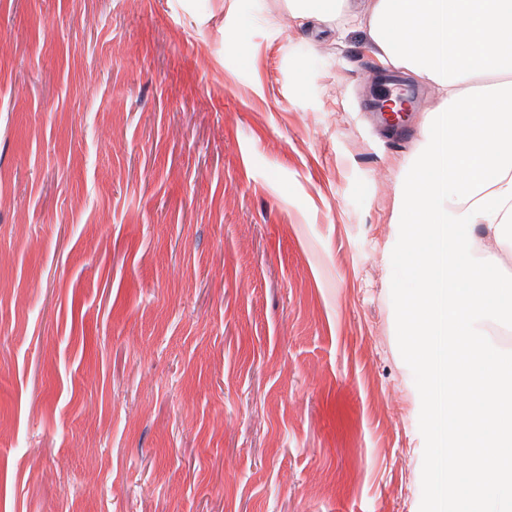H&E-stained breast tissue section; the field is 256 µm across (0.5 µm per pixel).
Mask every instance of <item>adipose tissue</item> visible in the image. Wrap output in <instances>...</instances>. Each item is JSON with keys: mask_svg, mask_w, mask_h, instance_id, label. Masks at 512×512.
Wrapping results in <instances>:
<instances>
[{"mask_svg": "<svg viewBox=\"0 0 512 512\" xmlns=\"http://www.w3.org/2000/svg\"><path fill=\"white\" fill-rule=\"evenodd\" d=\"M360 23L377 57L440 92L401 188L398 260L415 286L400 326L416 364L436 349L446 364L438 512H489L512 495V357L484 331L512 322L496 254L512 247V0H365Z\"/></svg>", "mask_w": 512, "mask_h": 512, "instance_id": "ef3b65f1", "label": "adipose tissue"}]
</instances>
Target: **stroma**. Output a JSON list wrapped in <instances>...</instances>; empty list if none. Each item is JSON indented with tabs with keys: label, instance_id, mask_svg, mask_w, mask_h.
Listing matches in <instances>:
<instances>
[{
	"label": "stroma",
	"instance_id": "1",
	"mask_svg": "<svg viewBox=\"0 0 512 512\" xmlns=\"http://www.w3.org/2000/svg\"><path fill=\"white\" fill-rule=\"evenodd\" d=\"M363 8L0 0V512H435ZM342 0H289L288 9L293 18L313 19L322 24L334 25Z\"/></svg>",
	"mask_w": 512,
	"mask_h": 512
}]
</instances>
